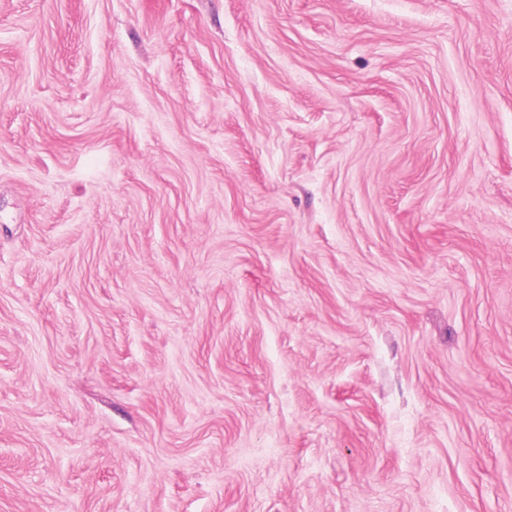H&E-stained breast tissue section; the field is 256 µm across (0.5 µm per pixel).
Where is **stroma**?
Here are the masks:
<instances>
[{
    "instance_id": "obj_1",
    "label": "stroma",
    "mask_w": 512,
    "mask_h": 512,
    "mask_svg": "<svg viewBox=\"0 0 512 512\" xmlns=\"http://www.w3.org/2000/svg\"><path fill=\"white\" fill-rule=\"evenodd\" d=\"M0 512H512V0H0Z\"/></svg>"
}]
</instances>
